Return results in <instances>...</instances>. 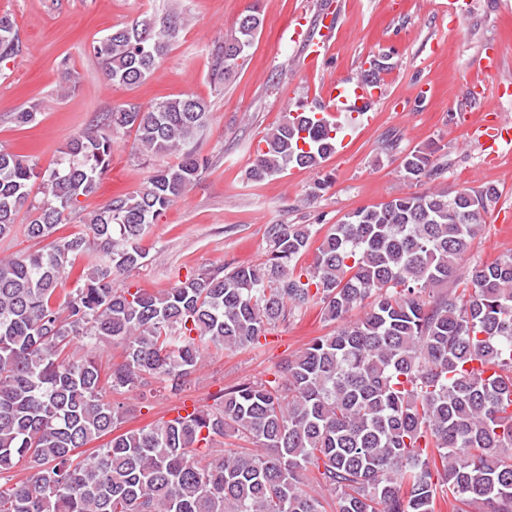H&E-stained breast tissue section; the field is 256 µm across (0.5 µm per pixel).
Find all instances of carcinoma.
I'll list each match as a JSON object with an SVG mask.
<instances>
[{
	"instance_id": "obj_1",
	"label": "carcinoma",
	"mask_w": 512,
	"mask_h": 512,
	"mask_svg": "<svg viewBox=\"0 0 512 512\" xmlns=\"http://www.w3.org/2000/svg\"><path fill=\"white\" fill-rule=\"evenodd\" d=\"M260 27L255 10L239 17L214 76L237 67ZM178 32L172 15L112 28L92 46L107 84L141 83ZM18 50L14 22L0 16V60ZM208 120L206 102L187 93L114 107L46 168L0 148V239L21 214L28 238L55 232L79 198L97 192L114 132L132 129L136 151L177 159L90 214L92 239L71 234L0 259V475L24 473L0 482V512H326L309 473L336 512H435L440 493L456 512L475 502L512 512V254L463 265L498 189L433 188L357 209L332 225L306 267L297 263L310 225L273 224L261 265L217 266L160 293L135 289L124 274L149 254L147 226L199 178ZM337 134L310 109L284 115L250 179L319 167ZM433 154H405L404 178H439ZM91 245L99 261L58 301L59 281ZM462 279L470 288L459 292ZM311 303L336 330L274 379L115 433L128 410L110 394L149 379L177 389L210 350L247 349ZM358 306L363 315L349 318ZM106 346L118 359L103 361ZM224 436L257 451L201 450Z\"/></svg>"
}]
</instances>
